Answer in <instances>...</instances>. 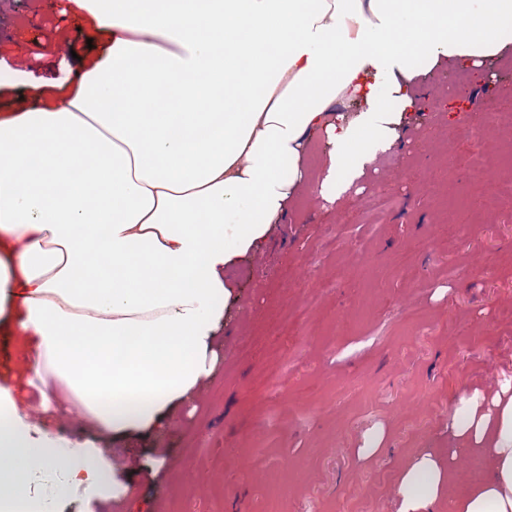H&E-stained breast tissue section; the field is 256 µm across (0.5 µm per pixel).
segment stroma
Instances as JSON below:
<instances>
[{
    "label": "stroma",
    "instance_id": "35a3bbf8",
    "mask_svg": "<svg viewBox=\"0 0 512 512\" xmlns=\"http://www.w3.org/2000/svg\"><path fill=\"white\" fill-rule=\"evenodd\" d=\"M93 32L68 0H0V113L33 83L76 81ZM512 53L484 75L440 69L423 110L336 203L301 191L266 244L224 271L232 287L209 378L169 424L115 435L75 415L65 392L32 432L94 448L133 470L127 497L88 498L49 464L31 498L56 512H397L413 455L447 452L453 408L512 381ZM507 118L497 153L476 156L467 112ZM498 177L474 207L473 162ZM383 200L366 219L361 198ZM17 337L0 340V387L37 400ZM377 439L370 458L358 450ZM196 471L181 464L188 451Z\"/></svg>",
    "mask_w": 512,
    "mask_h": 512
}]
</instances>
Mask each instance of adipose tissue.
<instances>
[{
    "mask_svg": "<svg viewBox=\"0 0 512 512\" xmlns=\"http://www.w3.org/2000/svg\"><path fill=\"white\" fill-rule=\"evenodd\" d=\"M98 51L67 94L0 118V314L84 417L154 430L216 361L226 268L301 187L345 193L420 111L434 70L512 52V0H70ZM322 148L310 176L306 159ZM447 459L401 471L398 512H512V385L473 393ZM484 476L461 479L460 458ZM74 461L87 496L125 495L108 458L28 438L0 391V512ZM111 484H104V475Z\"/></svg>",
    "mask_w": 512,
    "mask_h": 512,
    "instance_id": "adipose-tissue-1",
    "label": "adipose tissue"
}]
</instances>
